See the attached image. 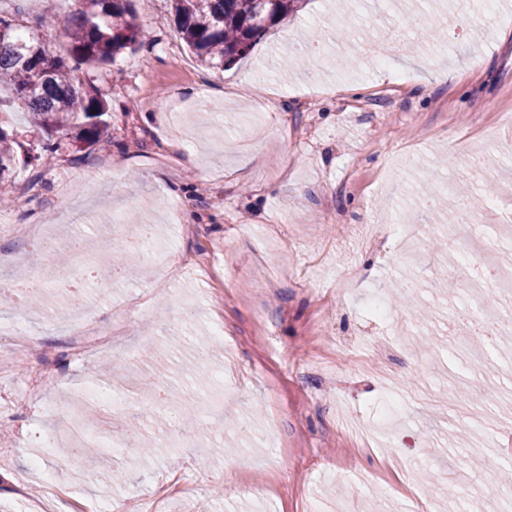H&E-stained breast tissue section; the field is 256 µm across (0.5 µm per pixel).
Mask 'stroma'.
<instances>
[{"mask_svg":"<svg viewBox=\"0 0 512 512\" xmlns=\"http://www.w3.org/2000/svg\"><path fill=\"white\" fill-rule=\"evenodd\" d=\"M171 5L130 0L143 43L80 75L112 98L111 141L17 167L0 209V252L24 258L0 286L58 259L52 248L31 263L15 225L65 239L85 212L91 252L76 264L96 272L90 316L120 329L79 360L61 292L0 298V322L26 335L0 372V512H32L47 482L62 492L55 512H110L163 487V512H498L512 498V329L478 355L449 332L466 296L440 281L457 282L448 256L464 238L446 252L423 242L416 260L367 239L400 212L454 223L492 182L491 223L470 236L512 269V240L494 230L512 217V0L465 16L453 0H390L393 26L433 13L462 36L403 41L384 66L339 32L362 0H302L224 70L201 66ZM314 36L306 68L278 72ZM0 109L39 152L10 87ZM477 150L491 160L482 175L464 165ZM432 190L444 207L431 217L420 201ZM135 213L154 229L153 256L116 279L108 244L132 237ZM403 287L411 304L370 316V296ZM426 337L440 348L419 349ZM30 350L49 358L34 396ZM391 396L401 413L380 422Z\"/></svg>","mask_w":512,"mask_h":512,"instance_id":"35a3bbf8","label":"stroma"}]
</instances>
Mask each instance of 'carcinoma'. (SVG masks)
Wrapping results in <instances>:
<instances>
[{"instance_id":"carcinoma-1","label":"carcinoma","mask_w":512,"mask_h":512,"mask_svg":"<svg viewBox=\"0 0 512 512\" xmlns=\"http://www.w3.org/2000/svg\"><path fill=\"white\" fill-rule=\"evenodd\" d=\"M66 17L51 7L24 22L8 0H0V86L8 84L31 112L35 125L57 134L41 145L40 160L57 156L62 140L78 153L101 141L107 131L109 102L100 90L80 80L85 67L109 64L126 49L143 43L144 28L125 0H79ZM299 0H173L182 39L201 64L224 68L246 57L265 33L294 10ZM64 24L66 53L50 56L38 30L51 20ZM15 138L0 127V182L15 154Z\"/></svg>"}]
</instances>
